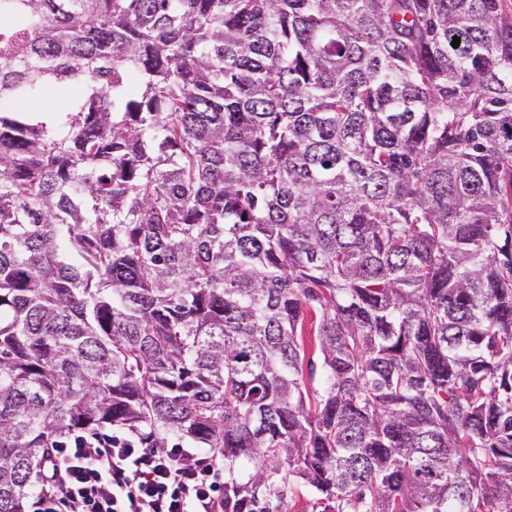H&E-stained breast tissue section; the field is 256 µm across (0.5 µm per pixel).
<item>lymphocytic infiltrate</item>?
Instances as JSON below:
<instances>
[{
	"label": "lymphocytic infiltrate",
	"mask_w": 512,
	"mask_h": 512,
	"mask_svg": "<svg viewBox=\"0 0 512 512\" xmlns=\"http://www.w3.org/2000/svg\"><path fill=\"white\" fill-rule=\"evenodd\" d=\"M33 512H224V461L98 437L52 449Z\"/></svg>",
	"instance_id": "lymphocytic-infiltrate-1"
}]
</instances>
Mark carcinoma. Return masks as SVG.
Masks as SVG:
<instances>
[{
    "label": "carcinoma",
    "instance_id": "carcinoma-1",
    "mask_svg": "<svg viewBox=\"0 0 512 512\" xmlns=\"http://www.w3.org/2000/svg\"><path fill=\"white\" fill-rule=\"evenodd\" d=\"M92 433L512 512V0H0V512Z\"/></svg>",
    "mask_w": 512,
    "mask_h": 512
}]
</instances>
